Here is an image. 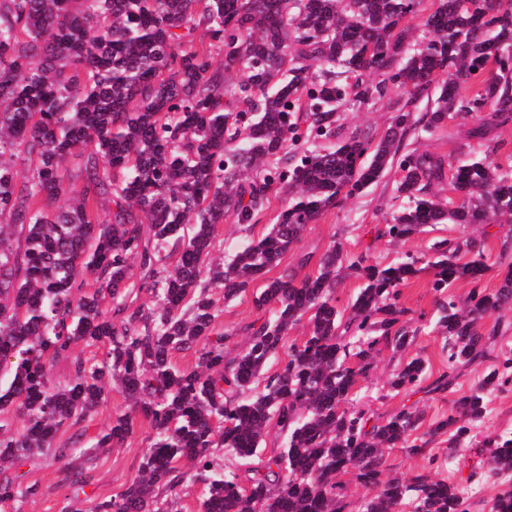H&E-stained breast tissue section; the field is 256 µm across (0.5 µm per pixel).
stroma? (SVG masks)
<instances>
[{"instance_id": "stroma-1", "label": "stroma", "mask_w": 512, "mask_h": 512, "mask_svg": "<svg viewBox=\"0 0 512 512\" xmlns=\"http://www.w3.org/2000/svg\"><path fill=\"white\" fill-rule=\"evenodd\" d=\"M403 103V97L392 91L384 99L347 107L342 114V123L346 131L365 130L378 136ZM482 119L479 112L460 113L444 129L410 136L409 147L447 160L471 152L487 153L502 166L512 165V122L491 127L479 138L473 136L472 131ZM394 187V177H387L364 192L346 198L339 207L308 224L300 242L282 260V268L293 271L297 279H304L316 272L317 258L336 241L342 242L349 253L366 254L370 263L386 266L407 252L415 255L426 253L429 243L438 238L475 239L482 242L489 265L482 287L490 290L500 288L507 266L512 263V239L498 225L440 224L434 230L400 242L378 237V228L385 226L394 209ZM432 279V271H423L403 290L402 301L408 316L420 328L417 336L401 351L382 346L368 378L361 381L354 391L352 406L365 408L371 421L383 420L406 405L422 412L426 423H433L447 414L454 399L477 386L491 368L487 360L463 368L453 385L444 391L399 392L390 387L389 382L396 370L416 357L425 361L431 376H439L448 369L444 340L428 326L436 315L437 296L432 288ZM258 317L251 294H243L225 306L220 323L232 333L225 345L227 356H234L241 350L246 339L245 326ZM488 400L487 416L474 429L472 440L464 449L454 456H447L448 438L444 435L428 437L429 454L425 457L409 454L400 447L389 448L385 451V475H410L427 466L429 455H436L437 476L447 477L449 483L472 488L473 493L468 499L469 512H490L492 501L502 490V479L492 470L490 450L485 442L497 433L512 432V388L492 391ZM128 409V403L119 394L107 392L104 402L86 422L59 433L53 445L68 447L80 434L85 439H92L110 427L116 415ZM147 437V428H136L124 446L105 449L90 460L94 483L86 487V494L94 498L121 491L136 474L140 452L148 444ZM22 470L28 481L38 483L39 493L22 505L21 512H60L68 489L62 482L59 462L46 454L25 463Z\"/></svg>"}]
</instances>
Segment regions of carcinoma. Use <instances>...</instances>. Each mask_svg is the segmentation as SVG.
<instances>
[{
    "mask_svg": "<svg viewBox=\"0 0 512 512\" xmlns=\"http://www.w3.org/2000/svg\"><path fill=\"white\" fill-rule=\"evenodd\" d=\"M419 26L425 35L415 39ZM510 48L512 0H0V411L11 405L21 419L18 428L0 418V504L39 492L3 475L5 463L52 452L69 458L60 512H83L79 496L92 484L84 461L124 445L139 416L150 435L136 475L89 512H179L186 479L206 490L201 512H348L341 475L350 468L372 489L362 512L408 503L466 512L444 479H381L383 450L406 444L421 412L403 406L371 425L346 404L380 343L398 350L415 337L401 288L426 268L448 369L489 357L480 321L512 305V276L473 292L465 309L447 294L481 278V246L437 240L424 267L410 254L381 267L335 242L317 274L298 281L285 270L253 293L271 316L246 327L232 358L214 290L226 303L241 296L308 224L394 171L401 204L383 230L394 241L435 224L512 218V172L489 156L447 162L406 150L416 130L441 129L463 111L512 122V60L498 57ZM490 62L496 71L484 78ZM391 86L405 105L425 98L429 109L398 113L378 138L344 132L346 101L381 99ZM447 175L458 204L433 191ZM271 209L267 234L213 261L216 225L231 220L248 234ZM348 270L363 284L346 316L335 286ZM304 320L301 342L287 344ZM80 342L100 358H74L69 382L53 383L52 363ZM189 350L195 366L178 367L175 354ZM281 351L284 365L265 372ZM426 380L413 358L391 387L415 392ZM508 381L492 369L430 433L448 434L455 453L484 416L486 392ZM108 384L131 410L89 448L52 447L95 412ZM272 426L287 441L264 459ZM486 445L493 470L512 473V433ZM217 448L258 466L243 480Z\"/></svg>",
    "mask_w": 512,
    "mask_h": 512,
    "instance_id": "1",
    "label": "carcinoma"
}]
</instances>
